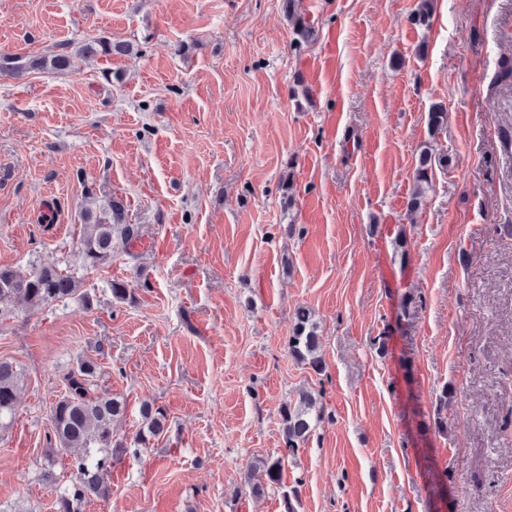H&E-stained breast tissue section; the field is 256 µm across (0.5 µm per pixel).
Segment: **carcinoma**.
<instances>
[{
    "label": "carcinoma",
    "mask_w": 512,
    "mask_h": 512,
    "mask_svg": "<svg viewBox=\"0 0 512 512\" xmlns=\"http://www.w3.org/2000/svg\"><path fill=\"white\" fill-rule=\"evenodd\" d=\"M436 0H416L410 17L412 25L427 29L432 24ZM282 9L296 35V44L311 43L315 29L298 11L297 0H282ZM133 43L117 41L102 35L82 45L76 53L51 51L32 57L1 56L0 76L21 78L32 72L64 73L73 67V55L86 58H108L112 55L137 54ZM448 121L446 107L441 103L431 106L428 131L435 137ZM448 158L435 152L431 141L419 147L414 171V186L407 202V211L413 215L423 206L432 185L433 171L447 166ZM140 238V227L128 220L123 199L109 195L95 208L86 209L80 225V246L77 262L63 269L56 266L30 265L26 268L0 266V316L8 313L7 306L20 302L30 309L56 305L80 294L79 272L95 270L112 261L115 243L131 247ZM112 299L120 303L135 300L133 289L119 279L107 283ZM319 324L307 307L295 311L291 334L288 336V355L296 362L319 373L324 368ZM98 365L85 358L77 362L64 376L65 394L52 406L49 418V445L47 453L60 454L70 448H81L83 453L72 461L77 472L55 503V512H81L82 504L91 497L107 498L112 492L110 476L112 463L127 453L137 454L150 442L167 431L168 415L164 408L145 402L139 407L141 426L128 444L117 438L114 423L126 416L127 400L120 396L100 395L93 386ZM24 376L13 363L0 360V431L13 420L17 395ZM284 454L258 459L254 467L263 473L269 485H282L284 460L298 453L302 444L324 419V409L312 393L304 392L295 405L281 411Z\"/></svg>",
    "instance_id": "cac0c4a2"
}]
</instances>
